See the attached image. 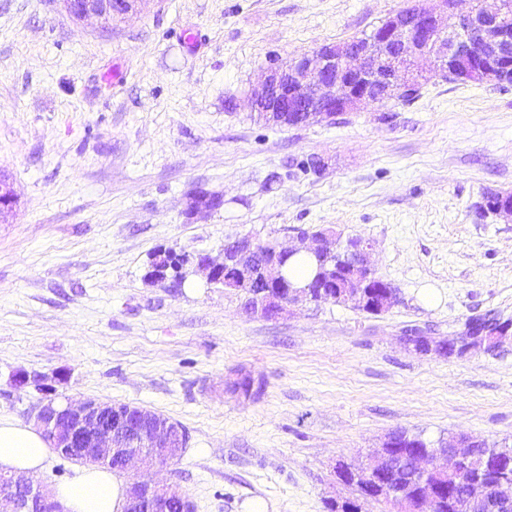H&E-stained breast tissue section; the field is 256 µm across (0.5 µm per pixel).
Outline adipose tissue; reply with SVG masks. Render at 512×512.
Listing matches in <instances>:
<instances>
[{
    "instance_id": "adipose-tissue-1",
    "label": "adipose tissue",
    "mask_w": 512,
    "mask_h": 512,
    "mask_svg": "<svg viewBox=\"0 0 512 512\" xmlns=\"http://www.w3.org/2000/svg\"><path fill=\"white\" fill-rule=\"evenodd\" d=\"M50 444L36 428L0 415V470L39 477L46 466ZM53 496L65 512H123L126 487L107 469L83 468L68 483L56 486Z\"/></svg>"
}]
</instances>
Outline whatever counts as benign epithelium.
Returning a JSON list of instances; mask_svg holds the SVG:
<instances>
[{"label": "benign epithelium", "mask_w": 512, "mask_h": 512, "mask_svg": "<svg viewBox=\"0 0 512 512\" xmlns=\"http://www.w3.org/2000/svg\"><path fill=\"white\" fill-rule=\"evenodd\" d=\"M64 10L76 20H96L102 27L114 28L128 16L140 13L152 0H59ZM427 7L417 4L411 12L401 10L388 17L364 43L349 40L322 44L287 62L275 61L263 79L252 86L247 102L251 111L277 124L286 123L290 112L306 116V122L328 121L342 112H353L364 104L394 98L402 87L421 77L414 68L419 57L433 59L434 70L495 83L502 64L512 63V3L494 0L487 8L480 0L464 14H456L458 0H434ZM15 196L7 180L0 178V217L11 212ZM337 233L328 227L318 235L300 234L305 242L312 240L310 254L323 263L326 255L339 250L348 279L340 283L325 274L319 282L298 285L282 279L283 263L296 253L270 241L261 242L249 236L224 242L223 260L213 261L206 253L180 254L178 275L169 277L164 260L170 250L155 252L150 261L152 278L169 280L175 286L181 279L199 270L206 272L211 284H222L243 297L249 313L276 318L288 307L302 303H319L316 288H368L376 278L370 263L372 242L354 237L347 245L336 247ZM232 266L236 275L223 279L224 267ZM475 323L466 324V336L440 339L426 330L403 332L399 343L416 352L429 355L463 357L481 348L494 352L505 343L502 336H488L482 331L471 333ZM35 422L51 447L69 449L81 464H102L113 458L128 469L137 459L148 468L165 467L183 453L189 436L176 422L156 412L129 404L114 405L89 398L55 411L44 402L35 406ZM396 435L391 433L374 451L377 463L365 468L349 465L353 481L367 490L387 485L385 502L389 512H419L401 487L410 482L424 489L429 512H438L439 497L429 483L442 473L461 475L479 458L487 455L482 440L469 435L452 438L447 444L419 457L410 468L393 460L387 449ZM170 501H180L183 512H195L188 494L171 487H160L151 478L134 480L127 492V512H162ZM53 506L52 512H63L43 487L25 475L0 471V512H36L42 505Z\"/></svg>", "instance_id": "1"}]
</instances>
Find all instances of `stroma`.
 <instances>
[{
  "label": "stroma",
  "instance_id": "1",
  "mask_svg": "<svg viewBox=\"0 0 512 512\" xmlns=\"http://www.w3.org/2000/svg\"><path fill=\"white\" fill-rule=\"evenodd\" d=\"M416 2L152 0L106 30L57 0H0V173L17 196L0 219V415L33 424L34 375L62 400L162 414L189 443L159 477L196 512H327L350 494L337 462H368L397 430L512 443V346L439 358L397 340L512 319V220L478 209L512 193V84L448 81L424 60L410 104L289 127L244 102L270 60ZM311 156L326 167L302 174ZM199 189L223 208L191 211ZM327 224L373 241L400 290L389 313L322 303L266 319L201 275L145 279L160 249L218 258L228 238L285 245ZM238 370L264 380L258 398L225 395Z\"/></svg>",
  "mask_w": 512,
  "mask_h": 512
}]
</instances>
